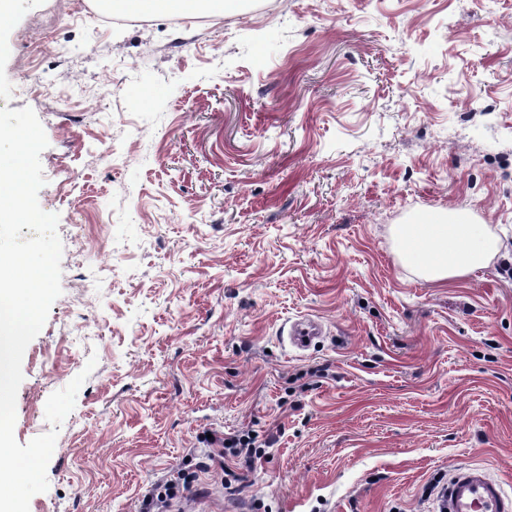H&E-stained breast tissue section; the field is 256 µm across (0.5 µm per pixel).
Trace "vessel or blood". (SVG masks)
Listing matches in <instances>:
<instances>
[{
	"label": "vessel or blood",
	"instance_id": "b4317fda",
	"mask_svg": "<svg viewBox=\"0 0 512 512\" xmlns=\"http://www.w3.org/2000/svg\"><path fill=\"white\" fill-rule=\"evenodd\" d=\"M321 334V324L309 317L294 321L287 329L289 341L300 349L309 348ZM441 512H512V497L483 467L469 465L453 472L443 492Z\"/></svg>",
	"mask_w": 512,
	"mask_h": 512
}]
</instances>
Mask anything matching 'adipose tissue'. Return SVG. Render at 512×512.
Masks as SVG:
<instances>
[{"label":"adipose tissue","mask_w":512,"mask_h":512,"mask_svg":"<svg viewBox=\"0 0 512 512\" xmlns=\"http://www.w3.org/2000/svg\"><path fill=\"white\" fill-rule=\"evenodd\" d=\"M396 235L399 259L433 283L466 278L507 253L504 241L486 225L459 216L400 224Z\"/></svg>","instance_id":"obj_1"}]
</instances>
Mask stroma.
<instances>
[{"label": "stroma", "instance_id": "stroma-1", "mask_svg": "<svg viewBox=\"0 0 512 512\" xmlns=\"http://www.w3.org/2000/svg\"><path fill=\"white\" fill-rule=\"evenodd\" d=\"M102 11L0 20V109L45 130L63 246L16 440L88 374L29 512H139L214 429L268 458L234 499L200 472L196 512H425L468 465L512 492V279L424 281L394 235L446 211L512 244V0ZM303 316L324 336L283 346Z\"/></svg>", "mask_w": 512, "mask_h": 512}]
</instances>
